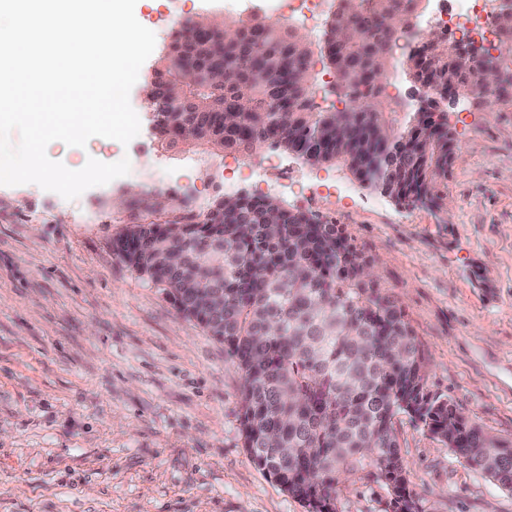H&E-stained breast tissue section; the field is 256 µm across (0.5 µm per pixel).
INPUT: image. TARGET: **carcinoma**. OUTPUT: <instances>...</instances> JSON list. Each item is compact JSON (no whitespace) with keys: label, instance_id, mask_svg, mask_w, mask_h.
<instances>
[{"label":"carcinoma","instance_id":"obj_1","mask_svg":"<svg viewBox=\"0 0 512 512\" xmlns=\"http://www.w3.org/2000/svg\"><path fill=\"white\" fill-rule=\"evenodd\" d=\"M422 2L336 0L321 56L345 89L342 110L316 101L311 50L294 28L210 17L186 25L193 50L167 52L158 72L184 84L196 133L180 144L170 139L182 114L151 82L159 140L212 155L282 147L312 165L341 162L405 206L447 213L455 150L439 103L450 83L455 95H471L500 58L459 56L444 34L396 55ZM393 65L434 90L403 123L383 83ZM113 251L153 287L173 289L177 311L224 343L242 376L243 448L308 512H336L339 483L360 474L391 490L397 512H418L395 428L402 416L512 492V442L426 389L424 352L404 309L373 290L338 225L288 209L272 224L264 198L227 195L219 220L210 211L199 221L188 213L134 224ZM204 292L212 313L197 308Z\"/></svg>","mask_w":512,"mask_h":512}]
</instances>
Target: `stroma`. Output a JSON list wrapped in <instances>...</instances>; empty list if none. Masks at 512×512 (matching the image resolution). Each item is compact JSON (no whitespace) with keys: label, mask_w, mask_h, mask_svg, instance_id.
Segmentation results:
<instances>
[{"label":"stroma","mask_w":512,"mask_h":512,"mask_svg":"<svg viewBox=\"0 0 512 512\" xmlns=\"http://www.w3.org/2000/svg\"><path fill=\"white\" fill-rule=\"evenodd\" d=\"M191 17L269 18L274 0H181ZM135 16L156 36L130 92L141 130L129 144L54 141L50 159L82 168L133 157L129 174L65 200L35 184L0 186V512H307L251 461L239 430L241 373L223 343L114 254L144 193L207 213L224 195V159L163 149L146 83L170 42L151 0ZM457 145L448 212L398 203L341 163L280 148L263 187L293 212L336 220L376 288L403 306L425 353L427 388L512 441V98L445 105ZM338 181L308 201L301 185ZM419 512H512V493L408 418L396 424ZM370 478L341 484L336 512H390Z\"/></svg>","instance_id":"stroma-1"}]
</instances>
